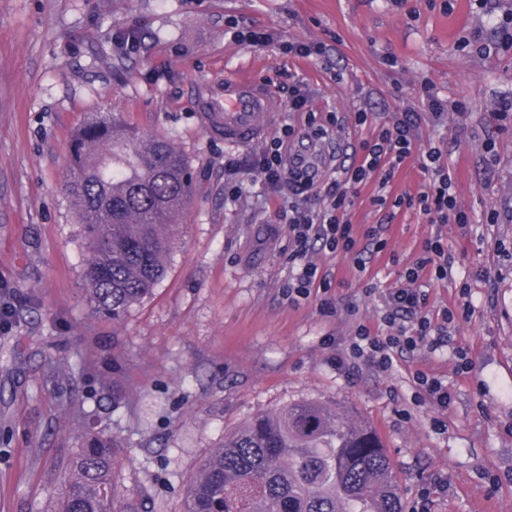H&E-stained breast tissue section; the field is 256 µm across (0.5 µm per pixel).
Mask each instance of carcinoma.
Wrapping results in <instances>:
<instances>
[{"label": "carcinoma", "instance_id": "obj_1", "mask_svg": "<svg viewBox=\"0 0 512 512\" xmlns=\"http://www.w3.org/2000/svg\"><path fill=\"white\" fill-rule=\"evenodd\" d=\"M66 194L81 226L92 312L121 320L164 278L193 177L173 142L112 112L76 129ZM115 452L104 436L56 466L58 512H114ZM182 512H402L376 430L316 402L255 416L200 459Z\"/></svg>", "mask_w": 512, "mask_h": 512}]
</instances>
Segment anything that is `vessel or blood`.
<instances>
[{
    "label": "vessel or blood",
    "mask_w": 512,
    "mask_h": 512,
    "mask_svg": "<svg viewBox=\"0 0 512 512\" xmlns=\"http://www.w3.org/2000/svg\"><path fill=\"white\" fill-rule=\"evenodd\" d=\"M199 99L205 129L222 135L228 144L261 139L270 128L272 113L279 109L270 86L237 76L201 82ZM288 163L295 172L309 176L324 171L326 152L321 143L309 140L292 150Z\"/></svg>",
    "instance_id": "vessel-or-blood-1"
}]
</instances>
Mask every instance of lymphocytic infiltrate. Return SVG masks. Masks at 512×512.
Wrapping results in <instances>:
<instances>
[{
  "mask_svg": "<svg viewBox=\"0 0 512 512\" xmlns=\"http://www.w3.org/2000/svg\"><path fill=\"white\" fill-rule=\"evenodd\" d=\"M420 98L421 110L402 112L391 124L380 127L370 138L362 140L358 152L351 154L349 163L340 167L338 175L321 184L317 193L321 206L317 209L303 206L299 201L303 188L291 184L293 174L288 168L287 155L296 135L295 128L291 124H283L277 136L267 142L255 161L256 168L268 190L275 192L288 187L294 195L287 209L279 214L288 225L292 241L288 256L292 268L287 285L289 300L308 298L312 289L330 282L328 273L308 258L314 247L355 255L357 269L365 270L364 259L356 255L357 240L350 211L360 188L369 181L378 183L379 192L373 197V204H388L394 208L415 206L438 224L451 219L459 224L467 223V216L456 205L452 176L443 150L436 146L425 151L419 148L421 122L443 125L448 111L462 112L466 106L460 101L447 102L428 82L422 83ZM308 103L306 83L300 78H293L288 86V109L305 113L306 124L314 134L325 136L335 129L356 131L366 127L370 119V113L365 109L344 115L335 112L323 114L309 111ZM412 158L418 159L426 177L422 191L389 198L386 189L396 169ZM430 265L434 266L437 279L447 277L448 261L436 241L429 243L425 258L406 269L400 287L381 292L384 314L380 325L374 329L358 324L337 356L339 363L352 368L364 365L385 374L393 369L403 354L418 350L434 352L450 344L449 327L457 317L456 311L446 309L441 320H434L426 308L424 292L417 287Z\"/></svg>",
  "mask_w": 512,
  "mask_h": 512,
  "instance_id": "1",
  "label": "lymphocytic infiltrate"
}]
</instances>
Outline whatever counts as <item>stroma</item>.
Listing matches in <instances>:
<instances>
[{"mask_svg":"<svg viewBox=\"0 0 512 512\" xmlns=\"http://www.w3.org/2000/svg\"><path fill=\"white\" fill-rule=\"evenodd\" d=\"M512 0H0V512H54V465L111 437L116 508L180 512L197 461L250 417L298 401L348 410L381 437L404 512H512V120L490 110L512 96V50H496ZM274 33L264 47L236 42L228 22ZM135 28L137 53L110 55L109 37ZM480 36L491 53L461 48ZM339 43L318 59H290L280 42ZM344 68L343 81L330 70ZM237 73L311 90L316 112L373 111L374 125L419 108L421 82L464 102L423 141L448 142L464 224H436L416 208L387 218L378 187L360 189L356 236L381 226L386 246L358 272L353 255L315 250L329 289L290 302L288 227L281 195L252 163L263 143L229 145L198 115L197 85ZM120 113L170 138L193 171L178 244L152 296L117 322L92 314L80 284V226L64 192L73 130L91 113ZM496 157L486 162L485 145ZM239 198H232L234 185ZM496 223H487L489 212ZM440 240L447 279L431 281L427 308H468L455 343L474 368L457 374L451 348L404 354L379 374L336 362L337 338L377 326L378 290ZM354 313H347L346 304ZM66 365L49 381L44 368ZM455 390L447 414L416 401V369ZM447 427L437 430L434 418ZM447 479V491L436 490Z\"/></svg>","mask_w":512,"mask_h":512,"instance_id":"obj_1","label":"stroma"}]
</instances>
